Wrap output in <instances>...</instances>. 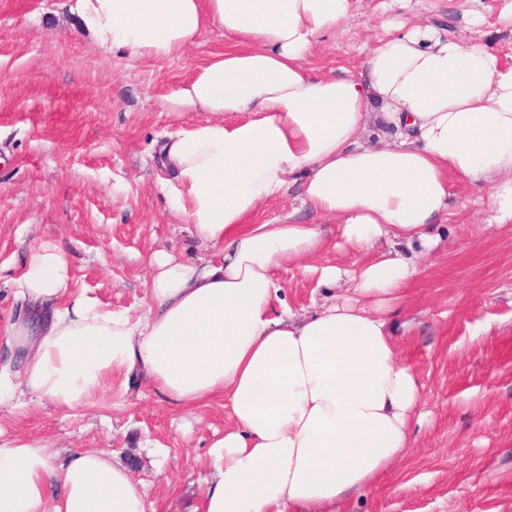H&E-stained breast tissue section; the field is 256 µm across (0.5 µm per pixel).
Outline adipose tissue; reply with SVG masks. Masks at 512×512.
I'll list each match as a JSON object with an SVG mask.
<instances>
[{
  "label": "adipose tissue",
  "instance_id": "1",
  "mask_svg": "<svg viewBox=\"0 0 512 512\" xmlns=\"http://www.w3.org/2000/svg\"><path fill=\"white\" fill-rule=\"evenodd\" d=\"M102 55L166 58L205 31L232 42L169 100L202 112L167 135L171 209L217 256L151 259L143 313L78 291L67 255L29 245L6 327L19 372L0 368V406L87 405L114 375L148 382L175 410L220 399L229 426L208 451L196 512H329L373 486L413 446L423 386L393 344L391 316L421 269L384 238L424 239L449 209V179L480 187L495 223H512V61L427 22L386 19L358 74L313 75L320 41L351 0H67ZM387 139L366 144L371 120ZM299 186L336 221L348 249L320 281L342 286L314 312H274V272L321 254L319 225L253 223ZM0 512H149L128 466L103 452L57 457L34 438L0 444Z\"/></svg>",
  "mask_w": 512,
  "mask_h": 512
}]
</instances>
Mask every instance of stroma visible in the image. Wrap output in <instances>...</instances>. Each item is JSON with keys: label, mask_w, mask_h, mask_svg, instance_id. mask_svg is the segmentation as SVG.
Segmentation results:
<instances>
[{"label": "stroma", "mask_w": 512, "mask_h": 512, "mask_svg": "<svg viewBox=\"0 0 512 512\" xmlns=\"http://www.w3.org/2000/svg\"><path fill=\"white\" fill-rule=\"evenodd\" d=\"M61 0H0V366L12 351L7 323L24 318L18 295L27 247L54 243L70 259L77 289L103 308L131 315L144 305L154 251L190 260L211 256L162 189L169 172L156 157L163 136L203 120L173 112L169 99L223 34L208 32L170 58L100 54L78 36ZM385 0H353V16L309 59L321 76L358 73L361 45L383 36ZM503 0H409L403 17L483 42L512 57ZM313 271L276 270L293 312L317 309L335 289L320 283L322 262L347 258L335 222ZM428 234L438 245L379 241L423 269L398 305L393 340L424 386L430 417L413 425L414 446L372 488L333 512H512V223L495 224L480 189H451L449 216ZM229 423L214 403L179 415L146 384L125 405L111 389L90 405L0 406V442L23 435L55 454L96 450L132 464L152 512H194L210 477L208 445ZM153 440L167 449L155 456Z\"/></svg>", "instance_id": "obj_1"}]
</instances>
